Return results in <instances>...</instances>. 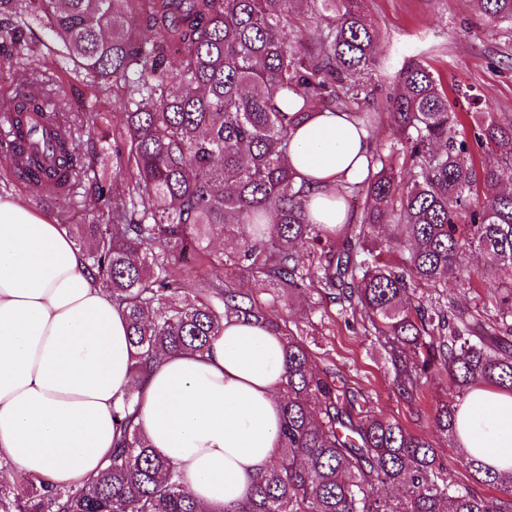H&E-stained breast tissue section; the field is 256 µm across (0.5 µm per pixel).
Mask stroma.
Here are the masks:
<instances>
[{"mask_svg": "<svg viewBox=\"0 0 512 512\" xmlns=\"http://www.w3.org/2000/svg\"><path fill=\"white\" fill-rule=\"evenodd\" d=\"M363 11L378 33L377 64L359 78L370 93V111L387 112L390 97L399 91L398 73L404 62L419 58L447 85L473 86L493 111L512 115V37L493 31L474 0H364ZM49 46L48 31L34 28L29 52L39 59L47 92L64 101L68 111L105 113V130L120 128L125 111L122 101L59 73ZM74 134L87 157L90 178L111 181V142L89 139L81 126L75 127ZM0 194L41 211L57 224L98 221L88 190L70 197L51 194L20 181L1 160ZM275 312L298 323L315 339L316 369L339 377L347 387L365 395L375 410L425 435L455 479L469 482L456 448L430 420L442 394L439 384L427 385L419 410H412L393 393L382 351L373 336L362 327L348 326L339 306L313 292L293 293L280 298Z\"/></svg>", "mask_w": 512, "mask_h": 512, "instance_id": "obj_1", "label": "stroma"}]
</instances>
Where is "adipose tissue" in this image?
<instances>
[{"mask_svg": "<svg viewBox=\"0 0 512 512\" xmlns=\"http://www.w3.org/2000/svg\"><path fill=\"white\" fill-rule=\"evenodd\" d=\"M369 141L343 112H313L292 131L310 222L354 223L336 189L361 180ZM130 349L123 313L63 226L0 196V480L26 473L68 488L96 476L112 453V413L132 392L139 430L181 469L200 512L246 499L278 448V336L233 322L205 354L167 356L141 380ZM457 431L484 465L512 468V394L474 389Z\"/></svg>", "mask_w": 512, "mask_h": 512, "instance_id": "1", "label": "adipose tissue"}]
</instances>
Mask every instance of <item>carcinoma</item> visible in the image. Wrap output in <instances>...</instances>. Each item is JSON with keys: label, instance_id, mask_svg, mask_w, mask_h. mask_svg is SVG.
<instances>
[{"label": "carcinoma", "instance_id": "carcinoma-1", "mask_svg": "<svg viewBox=\"0 0 512 512\" xmlns=\"http://www.w3.org/2000/svg\"><path fill=\"white\" fill-rule=\"evenodd\" d=\"M0 0V54L29 63L27 36L46 28L58 69L112 91L126 109L114 138L115 176L94 198L98 224H70L77 246L93 242L87 269L123 311L144 377L163 356L206 352L224 324L252 321L280 337L286 382L278 453L250 495L224 512H512V473L483 465L458 446L474 479L460 483L424 436L409 430L313 369L307 333L271 313L275 299L240 288L247 275L278 294L313 290L358 316L384 352L392 389L411 406L425 384H443L432 415L458 441L456 412L476 387L512 393V116L455 111L440 76L409 60L386 118L401 148L370 151L359 183V224L328 229L307 218L308 191L289 159L290 132L313 110L345 112L366 129L381 115L364 108L354 77L375 65L377 34L362 0ZM492 28L512 33V0H476ZM314 41L292 46L286 28ZM14 114L15 146L36 187L69 196L86 176L76 123L100 133L98 112H68L35 78L0 101ZM41 114L53 131V160L31 148ZM390 227L388 256L376 228ZM234 236L239 246L216 250ZM483 269L464 275L461 298L446 293L448 271L469 250ZM208 268V292L185 277ZM493 294L496 314L467 298ZM126 396L112 456L95 477L60 490L20 474L0 483V512H197L184 474L140 433ZM398 487L401 495L379 489Z\"/></svg>", "mask_w": 512, "mask_h": 512}]
</instances>
